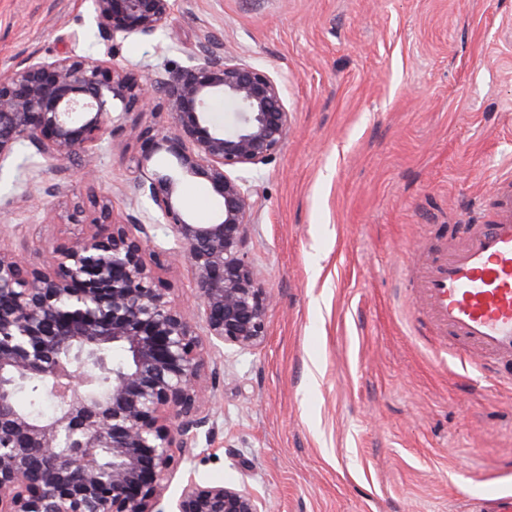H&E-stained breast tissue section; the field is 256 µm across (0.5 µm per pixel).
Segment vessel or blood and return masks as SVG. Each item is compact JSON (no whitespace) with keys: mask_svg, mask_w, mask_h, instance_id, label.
Instances as JSON below:
<instances>
[{"mask_svg":"<svg viewBox=\"0 0 512 512\" xmlns=\"http://www.w3.org/2000/svg\"><path fill=\"white\" fill-rule=\"evenodd\" d=\"M496 183L489 223L463 247L428 253L416 301L468 359L512 368V175Z\"/></svg>","mask_w":512,"mask_h":512,"instance_id":"obj_1","label":"vessel or blood"}]
</instances>
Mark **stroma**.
Segmentation results:
<instances>
[{
    "instance_id": "35a3bbf8",
    "label": "stroma",
    "mask_w": 512,
    "mask_h": 512,
    "mask_svg": "<svg viewBox=\"0 0 512 512\" xmlns=\"http://www.w3.org/2000/svg\"><path fill=\"white\" fill-rule=\"evenodd\" d=\"M282 82L288 135L258 165L247 245L274 297L266 337L212 350L210 439L164 482L248 481L266 512H476L512 494V382L448 352L413 296L428 252L465 242L512 170V0H173L154 41L99 37L91 0H0V76L23 58L111 59L143 72L199 42ZM139 145L115 130L93 181L31 147L0 168V250L40 262L83 232L72 204L108 194L112 220ZM197 316L193 272H159Z\"/></svg>"
}]
</instances>
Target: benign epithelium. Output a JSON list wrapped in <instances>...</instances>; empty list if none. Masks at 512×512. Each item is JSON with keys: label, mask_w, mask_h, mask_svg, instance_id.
I'll return each mask as SVG.
<instances>
[{"label": "benign epithelium", "mask_w": 512, "mask_h": 512, "mask_svg": "<svg viewBox=\"0 0 512 512\" xmlns=\"http://www.w3.org/2000/svg\"><path fill=\"white\" fill-rule=\"evenodd\" d=\"M107 39L152 40L172 0H92ZM166 102L165 127L132 126L139 143L127 186L146 202L112 223L110 200L89 198L86 234L40 264L0 251V512H154L162 482L209 422L200 383L205 348L263 343L271 296L247 261L258 207L248 173L282 146L290 112L269 71L217 54L208 40L182 65L144 76L132 65L72 54L21 61L0 77V163L20 145L63 171L93 172L114 123ZM237 106L236 127L209 122L211 102ZM178 175L156 169L155 154ZM181 178L207 183L215 218L180 206ZM174 258L194 272L202 322L158 275ZM35 383L52 411L34 415L15 393ZM174 512H265L247 483L189 477Z\"/></svg>", "instance_id": "7a95c632"}]
</instances>
